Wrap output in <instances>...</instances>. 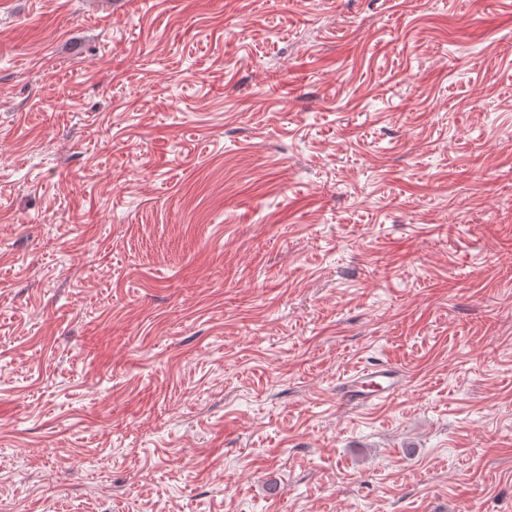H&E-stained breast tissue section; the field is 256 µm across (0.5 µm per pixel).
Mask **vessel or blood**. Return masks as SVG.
<instances>
[{
    "label": "vessel or blood",
    "mask_w": 512,
    "mask_h": 512,
    "mask_svg": "<svg viewBox=\"0 0 512 512\" xmlns=\"http://www.w3.org/2000/svg\"><path fill=\"white\" fill-rule=\"evenodd\" d=\"M405 386L401 370L387 362L376 363L344 379L339 385L341 400L353 406L384 402Z\"/></svg>",
    "instance_id": "vessel-or-blood-1"
}]
</instances>
